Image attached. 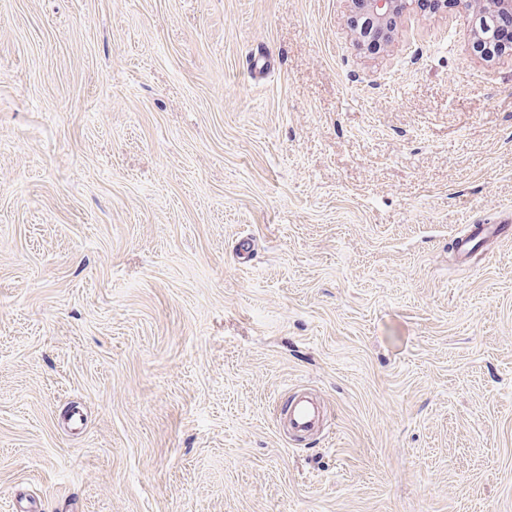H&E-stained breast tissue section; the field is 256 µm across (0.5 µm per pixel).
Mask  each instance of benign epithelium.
<instances>
[{
	"label": "benign epithelium",
	"instance_id": "obj_1",
	"mask_svg": "<svg viewBox=\"0 0 512 512\" xmlns=\"http://www.w3.org/2000/svg\"><path fill=\"white\" fill-rule=\"evenodd\" d=\"M347 20L354 45L366 50L370 43L386 48L395 38L397 20L411 14L417 0H348ZM438 8L453 5L470 18L473 43L498 44L494 53H484L481 58L492 61L500 56H512V44L499 42L503 21L512 16V0H437Z\"/></svg>",
	"mask_w": 512,
	"mask_h": 512
}]
</instances>
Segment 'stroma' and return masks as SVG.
<instances>
[{"instance_id": "35a3bbf8", "label": "stroma", "mask_w": 512, "mask_h": 512, "mask_svg": "<svg viewBox=\"0 0 512 512\" xmlns=\"http://www.w3.org/2000/svg\"><path fill=\"white\" fill-rule=\"evenodd\" d=\"M347 18L0 0V512H512V58ZM510 235V226L502 224H474L467 237L461 240L459 251L465 253L467 247L473 242L491 241L500 237ZM288 425L291 429L305 431L315 418L314 406L306 400L288 401Z\"/></svg>"}]
</instances>
